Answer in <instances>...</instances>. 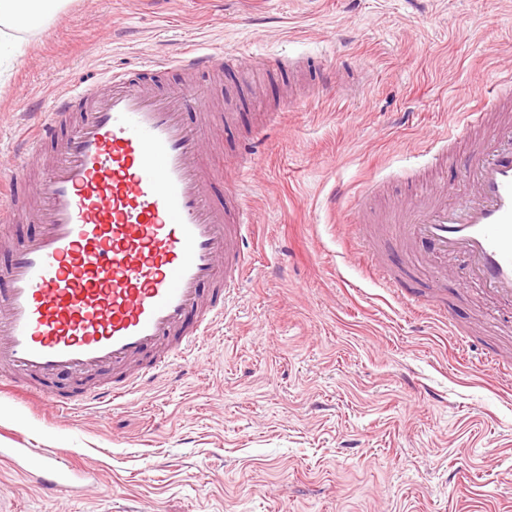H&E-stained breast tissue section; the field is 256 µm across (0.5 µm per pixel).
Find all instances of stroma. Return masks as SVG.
I'll return each mask as SVG.
<instances>
[{
	"instance_id": "obj_1",
	"label": "stroma",
	"mask_w": 512,
	"mask_h": 512,
	"mask_svg": "<svg viewBox=\"0 0 512 512\" xmlns=\"http://www.w3.org/2000/svg\"><path fill=\"white\" fill-rule=\"evenodd\" d=\"M194 48L271 63L247 88L202 79L213 195L240 178L256 226L243 286L175 373L109 414L0 389V448L98 480L48 496L0 458V512H512V380L477 366L512 364V305L455 256L437 280L401 270L392 294L350 249L364 223L396 263L389 216L459 185L473 140L437 165L432 143L512 78V0H68L0 75V161L56 96ZM296 58L333 89L288 73Z\"/></svg>"
}]
</instances>
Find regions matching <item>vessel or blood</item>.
<instances>
[{
    "label": "vessel or blood",
    "mask_w": 512,
    "mask_h": 512,
    "mask_svg": "<svg viewBox=\"0 0 512 512\" xmlns=\"http://www.w3.org/2000/svg\"><path fill=\"white\" fill-rule=\"evenodd\" d=\"M222 60L251 81L253 64L231 51L182 53L175 66L204 74ZM497 106V95L481 99L464 130ZM205 126V112L187 119L181 89L158 93L127 70L92 79L42 113L28 151L56 155L34 182L25 162L10 164L0 202V239L20 221L37 224L0 269V368L12 371L13 385L34 392L64 377L75 397L47 390L48 405L76 400L105 412L209 338L242 284L251 224L237 195L212 198ZM391 223L432 258L467 254L473 279L512 300V127L474 151L456 197L435 186ZM355 250L371 277L397 288L371 237L359 233ZM107 371L111 380L101 381ZM71 472L64 457L44 452L36 481L54 495L69 489Z\"/></svg>",
    "instance_id": "obj_1"
}]
</instances>
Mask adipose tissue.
I'll list each match as a JSON object with an SVG mask.
<instances>
[{"mask_svg":"<svg viewBox=\"0 0 512 512\" xmlns=\"http://www.w3.org/2000/svg\"><path fill=\"white\" fill-rule=\"evenodd\" d=\"M66 0H0V69L13 65L21 40L48 29Z\"/></svg>","mask_w":512,"mask_h":512,"instance_id":"ef3b65f1","label":"adipose tissue"}]
</instances>
